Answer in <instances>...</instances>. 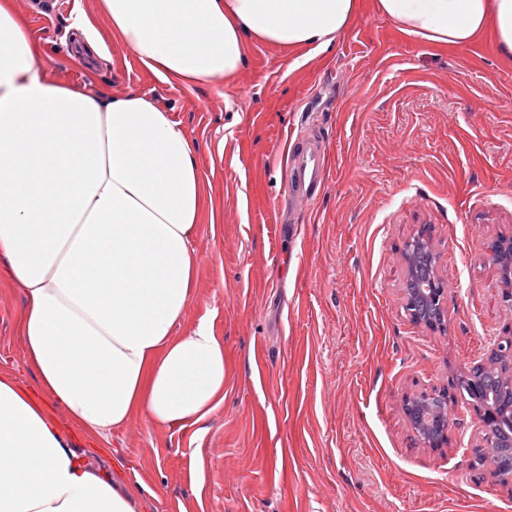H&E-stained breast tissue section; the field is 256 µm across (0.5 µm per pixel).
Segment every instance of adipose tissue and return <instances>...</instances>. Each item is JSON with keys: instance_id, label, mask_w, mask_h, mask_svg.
Here are the masks:
<instances>
[{"instance_id": "1", "label": "adipose tissue", "mask_w": 512, "mask_h": 512, "mask_svg": "<svg viewBox=\"0 0 512 512\" xmlns=\"http://www.w3.org/2000/svg\"><path fill=\"white\" fill-rule=\"evenodd\" d=\"M112 36L165 82L234 79L262 42L328 49L359 0H96ZM404 34L466 49L492 32L512 59V0H376ZM43 47L0 0V263L36 391L0 376V512H144L136 485L72 446L141 418L205 421L224 402V342L176 335L211 198L180 123L144 92L48 79ZM63 408L59 423L46 410Z\"/></svg>"}]
</instances>
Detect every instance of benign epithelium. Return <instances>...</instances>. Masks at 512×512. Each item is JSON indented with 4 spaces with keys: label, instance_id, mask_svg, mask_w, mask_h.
I'll use <instances>...</instances> for the list:
<instances>
[{
    "label": "benign epithelium",
    "instance_id": "obj_1",
    "mask_svg": "<svg viewBox=\"0 0 512 512\" xmlns=\"http://www.w3.org/2000/svg\"><path fill=\"white\" fill-rule=\"evenodd\" d=\"M492 259L499 266L500 280L502 285L512 293V238L500 241V245L492 247ZM402 260L406 269V282H414V288H403L404 305H409V295L422 300L424 309L435 307L438 310V319L421 318V313L408 311L410 318L433 332H443L448 321V297L447 291H442L441 296L435 295L433 281L441 280L438 271L439 254L436 251L430 226H420L413 238L408 240V246L403 248ZM499 358L495 366L499 371L512 381V322L504 325L501 332L494 337L487 355L482 362L473 365L461 377H453L451 386L458 387L470 398L469 405L474 412L475 424L480 435L478 455L491 457V449L499 446V432L496 423L499 416L495 409L489 404L488 390L485 389L478 377V372L486 369L492 359ZM434 401L438 404L441 416L433 417L421 410L420 420L428 421L431 428L440 431V438L436 441L429 440V437L416 433V437L424 446L432 449H439L448 443V428L454 423V407L456 401L450 396L448 389L423 390L407 394L403 398V407H423L428 402Z\"/></svg>",
    "mask_w": 512,
    "mask_h": 512
}]
</instances>
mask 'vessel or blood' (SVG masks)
I'll list each match as a JSON object with an SVG mask.
<instances>
[{
	"instance_id": "obj_1",
	"label": "vessel or blood",
	"mask_w": 512,
	"mask_h": 512,
	"mask_svg": "<svg viewBox=\"0 0 512 512\" xmlns=\"http://www.w3.org/2000/svg\"><path fill=\"white\" fill-rule=\"evenodd\" d=\"M290 200L305 207L322 193L328 177V159L317 137L301 136L291 141L284 159Z\"/></svg>"
}]
</instances>
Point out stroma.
<instances>
[{"label":"stroma","instance_id":"1","mask_svg":"<svg viewBox=\"0 0 512 512\" xmlns=\"http://www.w3.org/2000/svg\"><path fill=\"white\" fill-rule=\"evenodd\" d=\"M54 81L131 87L172 112L211 185L214 219L194 240L197 287L178 334L208 320L224 340V404L204 423L111 434L146 512H512V484L473 468L475 426L423 446L405 394L447 386L512 319L490 247L512 236V61L491 38L437 50L361 10L326 51L250 48L237 83L160 81L115 41L95 0H16ZM85 18L106 56L67 44ZM314 132L331 166L294 209L279 152ZM432 227L448 327L404 309L401 251ZM0 270V374L36 389Z\"/></svg>","mask_w":512,"mask_h":512}]
</instances>
